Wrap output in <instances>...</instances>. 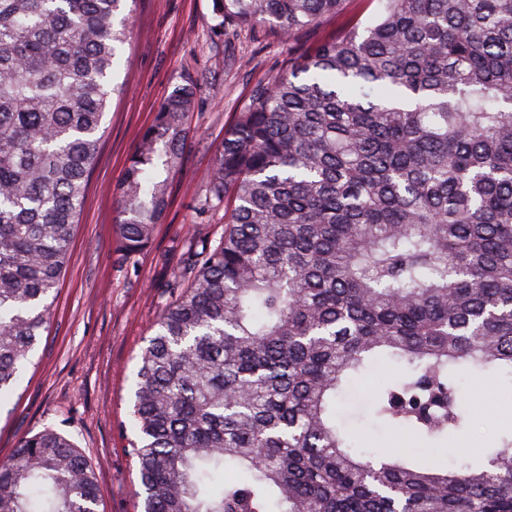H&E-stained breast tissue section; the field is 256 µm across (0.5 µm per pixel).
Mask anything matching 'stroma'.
Returning a JSON list of instances; mask_svg holds the SVG:
<instances>
[{"mask_svg":"<svg viewBox=\"0 0 512 512\" xmlns=\"http://www.w3.org/2000/svg\"><path fill=\"white\" fill-rule=\"evenodd\" d=\"M335 19L299 31L293 44L268 30L219 26L212 0H135L131 39L113 81L126 93L113 98L107 131L89 178L69 264L53 300L50 325L12 401L0 408V461L19 440L51 428L68 436L92 464L99 512H141L133 495L135 472L119 429L131 403L139 355L166 301L165 284L189 234L219 237L222 208H206V173L252 87L285 66L290 48L307 49L335 34ZM194 83L185 159L171 179L167 211L150 246L127 260L116 252L114 189L164 98ZM387 364L360 381L361 398L340 406L361 450L377 456L447 463V447L374 422L367 408ZM464 395L476 424L460 440L477 460L496 430L512 426V395L492 376L467 379Z\"/></svg>","mask_w":512,"mask_h":512,"instance_id":"1","label":"stroma"}]
</instances>
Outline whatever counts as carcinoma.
Returning a JSON list of instances; mask_svg holds the SVG:
<instances>
[{"label":"carcinoma","mask_w":512,"mask_h":512,"mask_svg":"<svg viewBox=\"0 0 512 512\" xmlns=\"http://www.w3.org/2000/svg\"><path fill=\"white\" fill-rule=\"evenodd\" d=\"M129 0H0V406L50 321L131 26ZM281 41L346 0H212ZM253 86L206 176L142 350L125 451L143 512H512V429L457 469L355 447L338 402L376 364L373 416L462 437L467 377L512 391V0H377ZM195 88L159 105L116 187L143 252L184 161ZM45 429L0 462V512H99Z\"/></svg>","instance_id":"1"}]
</instances>
